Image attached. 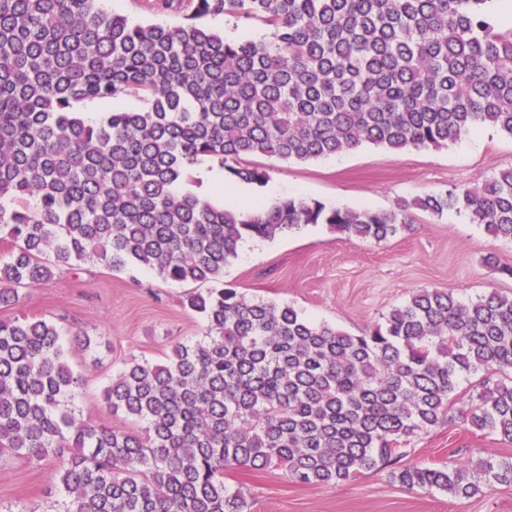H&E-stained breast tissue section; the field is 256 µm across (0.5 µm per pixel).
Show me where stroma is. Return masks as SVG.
<instances>
[{"mask_svg":"<svg viewBox=\"0 0 512 512\" xmlns=\"http://www.w3.org/2000/svg\"><path fill=\"white\" fill-rule=\"evenodd\" d=\"M258 163L284 197L387 210L400 200L471 186L512 167V138L484 128L439 149L363 145L314 160L262 157ZM505 265L512 266L511 241L492 239L462 213L417 211L412 224L380 244L346 240L323 224L253 239L225 265L224 284L357 335L421 289L447 290L462 299L492 290L512 295V277L500 272ZM192 290L137 266L116 272L92 261L77 270L63 264L45 285L20 289V303L0 307V318L41 315L59 322L70 364L82 377L73 399L77 414L128 430L131 421L106 409L103 388L126 363L164 361L172 345L203 336L204 320L185 304ZM475 383L472 377L461 380L445 421L411 437L404 464L512 458V444L465 422ZM55 481L50 461L0 460V512L20 506L58 512ZM232 485L242 488L251 512H512V486L456 498L403 487L390 466L334 486L298 484L270 467L238 474Z\"/></svg>","mask_w":512,"mask_h":512,"instance_id":"1","label":"stroma"}]
</instances>
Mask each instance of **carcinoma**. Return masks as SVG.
<instances>
[{
  "instance_id": "obj_1",
  "label": "carcinoma",
  "mask_w": 512,
  "mask_h": 512,
  "mask_svg": "<svg viewBox=\"0 0 512 512\" xmlns=\"http://www.w3.org/2000/svg\"><path fill=\"white\" fill-rule=\"evenodd\" d=\"M97 2L0 0V305L53 279L50 254L144 266L206 285L186 299L206 339L112 379L107 409L140 424L122 431L65 405L81 378L56 321L0 320V459L55 460L63 512H250L233 474L335 485L398 463L478 373L466 422L512 443V295L422 289L351 335L224 287L241 241L308 224L381 243L413 209H455L512 240V169L382 211L288 198L252 216L181 188L203 158L262 186L268 171L247 159L439 148L481 127L512 137V28L488 0H159L186 13L178 26L131 25ZM219 15L272 38L227 42L200 22ZM131 90L139 109L81 117ZM395 478L471 498L511 486L512 459Z\"/></svg>"
}]
</instances>
